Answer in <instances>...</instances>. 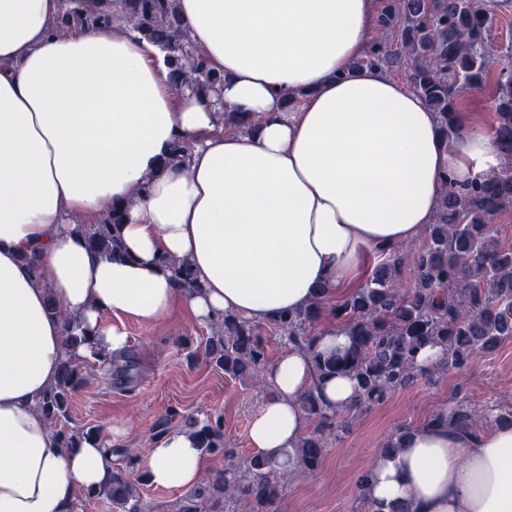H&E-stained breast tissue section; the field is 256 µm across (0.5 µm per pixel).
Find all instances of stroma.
<instances>
[{
	"label": "stroma",
	"instance_id": "35a3bbf8",
	"mask_svg": "<svg viewBox=\"0 0 512 512\" xmlns=\"http://www.w3.org/2000/svg\"><path fill=\"white\" fill-rule=\"evenodd\" d=\"M491 52L496 68L512 69V0L490 11ZM129 350L140 361L131 385L108 384L97 373L72 395L68 426L107 429L115 421L128 430L135 459L119 458L121 469L140 474L157 438L156 424L170 409L222 414L224 434L239 453L251 455L248 428L264 390L225 377L192 352L210 334L208 324L174 311L155 323L128 321ZM463 400L482 409L512 406V339L491 354L476 355L461 371H450L396 392L382 405L357 416L352 430L331 445L322 467L291 480L284 512H359L355 481L369 467L380 444L400 426L423 423L433 411Z\"/></svg>",
	"mask_w": 512,
	"mask_h": 512
}]
</instances>
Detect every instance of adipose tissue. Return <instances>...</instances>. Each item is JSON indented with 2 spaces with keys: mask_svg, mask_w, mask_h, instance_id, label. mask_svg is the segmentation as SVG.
I'll use <instances>...</instances> for the list:
<instances>
[{
  "mask_svg": "<svg viewBox=\"0 0 512 512\" xmlns=\"http://www.w3.org/2000/svg\"><path fill=\"white\" fill-rule=\"evenodd\" d=\"M211 65L221 105L174 93L161 52L133 31L61 36L62 0H0V512H77L81 492L112 482L109 438L62 448L38 403L64 357L122 353L121 323L175 307L264 326L318 291L344 297L369 257L417 239L442 181L463 189L497 168L499 142L472 114L442 137L423 97L365 56L379 0H176ZM243 122L222 131L225 113ZM185 162L164 165L176 139ZM146 190L122 229L128 258L91 254L93 224ZM35 255L36 264L24 262ZM189 259L202 284L178 288L161 258ZM90 346L66 351L49 298ZM272 393L252 417L254 454L283 459L307 428L316 390L332 409L357 395L345 375L315 382L290 349L267 368ZM368 496L382 512H512V427L415 425L398 454L375 455ZM150 484L191 489L207 460L178 428L144 460Z\"/></svg>",
  "mask_w": 512,
  "mask_h": 512,
  "instance_id": "adipose-tissue-1",
  "label": "adipose tissue"
}]
</instances>
